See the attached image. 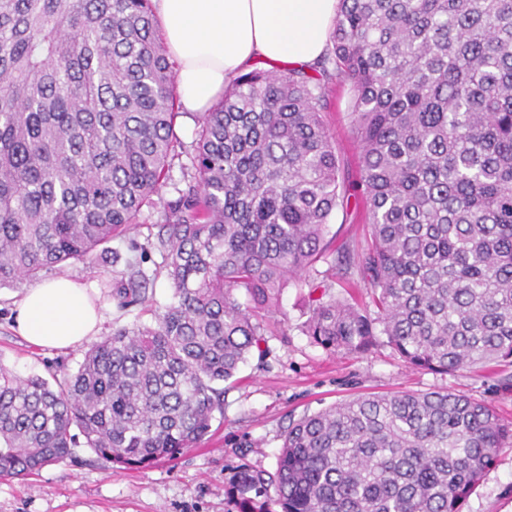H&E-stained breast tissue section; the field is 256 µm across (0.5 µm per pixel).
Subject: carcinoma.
Returning a JSON list of instances; mask_svg holds the SVG:
<instances>
[{"instance_id":"carcinoma-1","label":"carcinoma","mask_w":512,"mask_h":512,"mask_svg":"<svg viewBox=\"0 0 512 512\" xmlns=\"http://www.w3.org/2000/svg\"><path fill=\"white\" fill-rule=\"evenodd\" d=\"M329 43L313 73L255 67L196 114L174 182L175 73L151 0H0V288L94 265L157 206L147 243L172 288L155 324L113 329L73 373L0 367L1 479L81 446L125 468L195 447L302 281L304 333L331 353L384 336L419 369L512 361V0H340ZM333 82L354 92L370 238L329 252ZM322 259L373 308L306 280ZM127 267L105 284L123 311L154 297ZM507 444L483 402L358 395L289 423L275 468L237 466L227 493L240 512H463Z\"/></svg>"}]
</instances>
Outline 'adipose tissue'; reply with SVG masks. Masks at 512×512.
<instances>
[{
    "label": "adipose tissue",
    "mask_w": 512,
    "mask_h": 512,
    "mask_svg": "<svg viewBox=\"0 0 512 512\" xmlns=\"http://www.w3.org/2000/svg\"><path fill=\"white\" fill-rule=\"evenodd\" d=\"M159 31L177 63L183 111H207L256 62L308 67L326 51L339 0H153ZM94 286L68 277L35 283L14 309L18 334L68 349L98 333Z\"/></svg>",
    "instance_id": "adipose-tissue-1"
}]
</instances>
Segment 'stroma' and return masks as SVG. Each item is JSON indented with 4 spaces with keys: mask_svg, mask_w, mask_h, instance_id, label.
I'll return each instance as SVG.
<instances>
[{
    "mask_svg": "<svg viewBox=\"0 0 512 512\" xmlns=\"http://www.w3.org/2000/svg\"><path fill=\"white\" fill-rule=\"evenodd\" d=\"M352 98L350 86L332 85L323 119L344 174L355 180L361 147L351 122ZM362 211V197H350L347 206L333 211L329 236L338 243L365 240L368 227ZM159 218L157 210H145L139 226L111 242L118 262L100 261L91 267L72 263L59 270L60 275L96 286L105 313L101 336L137 320L153 324L155 307L171 296L156 254L143 265L154 278V306L120 311L104 287L124 271L126 260L134 255L133 245L146 244ZM26 290L23 284L0 288V364L23 377L75 371L88 343L59 351L35 346L13 331L12 311ZM305 295V289L294 286L283 292L280 312L266 321L269 354L250 357L235 379L225 383L224 415L213 421L197 447L138 470L114 466L79 447L39 474L0 479V512H238L225 487L235 466L246 461L274 468L290 421L360 393L450 391L485 401L502 420L512 422V365L493 363L478 372L413 369L383 340L364 354L329 353L303 332ZM464 512H512V447L500 450Z\"/></svg>",
    "mask_w": 512,
    "mask_h": 512,
    "instance_id": "1",
    "label": "stroma"
}]
</instances>
